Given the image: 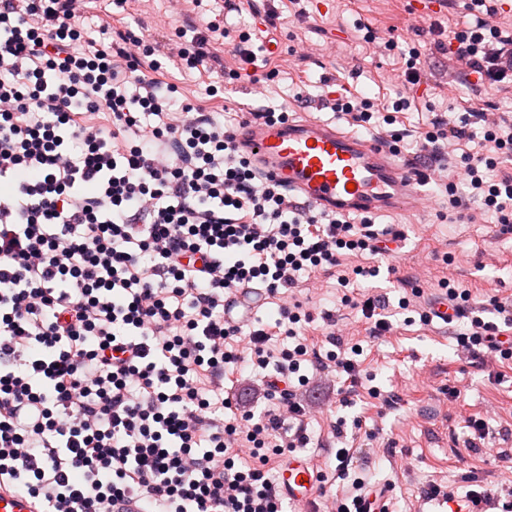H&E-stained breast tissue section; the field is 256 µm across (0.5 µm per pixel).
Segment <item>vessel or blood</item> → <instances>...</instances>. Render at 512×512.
Here are the masks:
<instances>
[{
  "mask_svg": "<svg viewBox=\"0 0 512 512\" xmlns=\"http://www.w3.org/2000/svg\"><path fill=\"white\" fill-rule=\"evenodd\" d=\"M238 145L251 153L263 173L273 175L290 195L312 209L345 215L411 211L429 175L404 172L393 148L377 139L344 133L317 119L259 122ZM278 479L290 502L317 512L318 476L303 455L282 461ZM0 512H37L25 495L0 489Z\"/></svg>",
  "mask_w": 512,
  "mask_h": 512,
  "instance_id": "vessel-or-blood-1",
  "label": "vessel or blood"
}]
</instances>
